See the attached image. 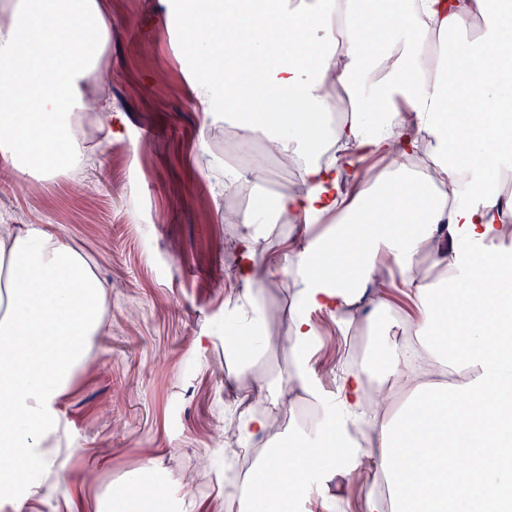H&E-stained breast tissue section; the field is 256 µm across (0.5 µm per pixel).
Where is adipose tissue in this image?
Here are the masks:
<instances>
[{
    "instance_id": "ef3b65f1",
    "label": "adipose tissue",
    "mask_w": 512,
    "mask_h": 512,
    "mask_svg": "<svg viewBox=\"0 0 512 512\" xmlns=\"http://www.w3.org/2000/svg\"><path fill=\"white\" fill-rule=\"evenodd\" d=\"M512 0H170L184 76L203 111L223 103L246 132L265 129L274 149L302 156L305 192L281 196L277 211L303 232L292 247L297 291L288 351L293 387L324 399L308 356L322 311L341 323L363 310L386 312V285L399 274L414 304L412 325L386 323L369 359L341 377L335 405L311 427L274 431L282 391L256 383L267 411L225 423V432L260 440L243 498L246 512H293L288 492L315 470L353 474L376 457L389 492L369 491L365 512H512ZM377 36H362L363 26ZM97 0H14L0 24V69L26 83L0 98V154L20 170L57 165L79 171L88 157L67 115L89 107L86 85L105 39ZM351 95L336 128L329 83ZM257 95L250 113L240 96ZM496 127L490 140L484 128ZM424 150L449 192L427 191L421 170L386 167L374 182L347 184L358 156L387 159ZM335 223H327V216ZM323 224L313 235L308 225ZM498 248L494 269L476 267L479 248ZM429 251L442 276L428 282L417 264ZM108 291L85 257L38 224L0 228V498L23 512L57 475L67 433L59 406L87 364L103 327ZM379 392L366 402L364 387ZM405 392L394 407L395 391ZM373 431L370 447L351 434ZM150 468L127 474L94 501L96 512H169L154 495Z\"/></svg>"
}]
</instances>
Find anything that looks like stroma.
<instances>
[{
  "label": "stroma",
  "mask_w": 512,
  "mask_h": 512,
  "mask_svg": "<svg viewBox=\"0 0 512 512\" xmlns=\"http://www.w3.org/2000/svg\"><path fill=\"white\" fill-rule=\"evenodd\" d=\"M112 21L99 65L111 72L99 124L122 114L123 137L97 139L82 172L0 181V222L42 224L84 252L111 287L90 368L60 406L70 447L65 480L31 498L25 512H91L98 491L145 465L166 475L168 498L195 512H241L224 485V422L255 381L285 380L283 337L295 291L288 242L299 224L275 225L266 252L262 330L268 343L238 360L224 351L226 324L248 286L216 178L227 168L222 117L201 112L167 24L168 0H97ZM312 361L327 396L351 336L379 334V321L346 327L324 313ZM364 475L314 482L306 512H363Z\"/></svg>",
  "instance_id": "stroma-1"
}]
</instances>
